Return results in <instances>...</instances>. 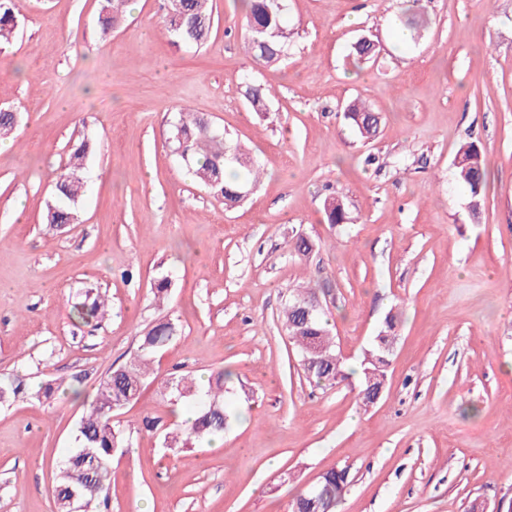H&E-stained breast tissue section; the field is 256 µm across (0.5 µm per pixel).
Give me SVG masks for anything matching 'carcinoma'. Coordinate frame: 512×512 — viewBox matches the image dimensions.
I'll list each match as a JSON object with an SVG mask.
<instances>
[{
    "instance_id": "1",
    "label": "carcinoma",
    "mask_w": 512,
    "mask_h": 512,
    "mask_svg": "<svg viewBox=\"0 0 512 512\" xmlns=\"http://www.w3.org/2000/svg\"><path fill=\"white\" fill-rule=\"evenodd\" d=\"M126 0H105L99 14V23L107 33L120 22ZM210 0H167L164 25L176 43L204 44L211 36L214 18ZM245 18L244 48L248 57L259 64H275L288 52V27L284 9L276 0H240ZM18 23L16 0H0V44L9 40ZM377 55L373 40L362 37L353 44L352 56L361 65ZM271 92L261 84L246 90V99L255 112L267 111ZM345 118L357 134L369 140L380 123L379 116L364 103L357 101L345 109ZM172 144L174 151L193 169L195 176L214 197L233 207L242 201L241 193L255 187L261 178V169L250 153L239 144L230 142L224 129L212 124L205 115L186 108L178 111ZM94 145L83 140L71 149L67 167L57 177L53 194L56 204L49 207L46 223L73 224L77 220L76 207L85 192L83 169ZM455 177L468 191L472 200L479 198L488 182V171L477 148L471 144L458 150ZM329 224H343L346 210L343 202L329 197L324 202ZM316 299L313 288H297L288 298L282 311V322L290 343L300 356V367L311 382L318 386L333 385L346 378L343 357L336 352L324 311L308 316L307 302ZM106 300L96 295L91 302L75 306L79 319L89 322L99 317ZM180 329L171 319H163L151 326L140 339L136 356L127 364L110 370L100 381L95 400L81 417L76 427L77 448L60 463L59 474L53 486L57 512H71L72 501L82 503L84 512H109L111 463L132 447L131 431L114 422V416L135 400L145 381L153 373L152 365L158 354L179 339ZM383 353L378 342H372L369 354L361 362L360 399L370 397L383 383L386 368L380 360ZM231 372L223 370L208 377V386H198L188 374L172 375L165 386L175 400L190 403L191 419L165 424L163 418H146L142 429L164 435L167 448H188L212 441L224 433L233 415L224 402V384ZM24 378L15 375L0 381V405L25 393ZM348 479L331 469L327 475L302 489L293 499L289 512H336L343 498Z\"/></svg>"
}]
</instances>
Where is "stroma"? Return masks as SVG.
<instances>
[{"instance_id":"obj_1","label":"stroma","mask_w":512,"mask_h":512,"mask_svg":"<svg viewBox=\"0 0 512 512\" xmlns=\"http://www.w3.org/2000/svg\"><path fill=\"white\" fill-rule=\"evenodd\" d=\"M17 4L0 50V108L20 116L0 151V379L22 375L28 392L0 406V512H57L56 464L77 421L165 318L182 335L157 358L160 378L230 370L234 418L219 445L163 448L138 425L187 406L148 384L119 416L135 435L112 462L110 512H288L334 467L350 480L337 512H467L476 500L512 512V0H417L428 25L407 41L406 0H284L288 55L271 66L245 54L237 0H212L209 40L181 47L164 0H129L107 35L104 0ZM362 36L379 53L357 69ZM251 83L271 90L268 112L248 106ZM357 97L381 117L367 142L344 117ZM180 106L259 163L239 207L174 152ZM84 139L87 195L56 228L52 183ZM468 143L490 172L475 212L454 181ZM330 196L346 223H327ZM300 234L310 256L292 249ZM303 286L350 369L398 315L371 407L358 376L306 380L281 321ZM89 291L109 306L86 325L72 305ZM50 381L54 399L34 398Z\"/></svg>"}]
</instances>
